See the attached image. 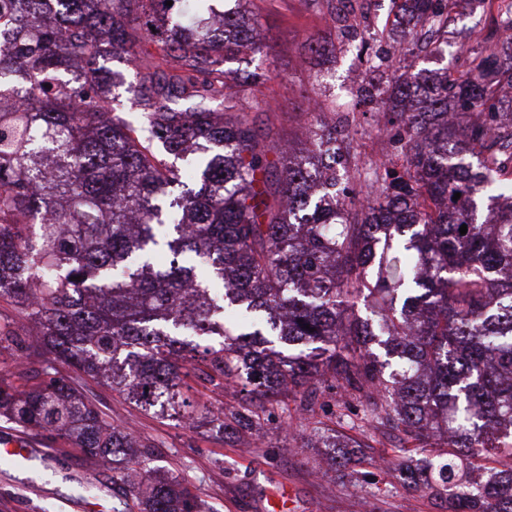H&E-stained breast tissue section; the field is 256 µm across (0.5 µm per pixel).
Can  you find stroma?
<instances>
[{
	"label": "stroma",
	"mask_w": 512,
	"mask_h": 512,
	"mask_svg": "<svg viewBox=\"0 0 512 512\" xmlns=\"http://www.w3.org/2000/svg\"><path fill=\"white\" fill-rule=\"evenodd\" d=\"M250 8L262 18L269 45L265 67L271 72L255 90L271 103L270 109L251 115L258 138L302 140L316 74L328 65L336 69V83L326 94L337 105L326 108L323 118L344 125L346 107L362 95L357 80L361 66L354 42L336 28L333 5L326 0H252ZM491 23L490 12L463 4L454 9L448 19L449 71L464 62L457 46L476 40ZM313 40L323 45V52L309 51ZM83 389L114 424L131 427L139 441L154 445L153 466L161 475L184 477L211 512H271V502L278 499L284 500L286 512H446L444 499L428 486L406 484L399 467L376 466V459L396 444L394 434L349 430V437L360 443L353 474L346 477L335 470L326 449L315 447L310 438L317 423L328 422L334 391L320 394L308 419H293L287 431L221 438L203 424L189 427L141 412L95 382ZM37 451L50 455L48 465L0 467V512H112L117 506L106 469L88 471L80 454L62 443L52 450L41 444ZM87 480L98 489L84 496L79 485Z\"/></svg>",
	"instance_id": "obj_1"
}]
</instances>
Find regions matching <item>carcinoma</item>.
Listing matches in <instances>:
<instances>
[{
	"label": "carcinoma",
	"instance_id": "carcinoma-1",
	"mask_svg": "<svg viewBox=\"0 0 512 512\" xmlns=\"http://www.w3.org/2000/svg\"><path fill=\"white\" fill-rule=\"evenodd\" d=\"M209 2L0 0V299L38 330L0 326L34 364L27 388L0 382V419L111 470L113 512H207L75 378L220 436L336 386L401 435L386 462L407 483L512 512V0H468L497 16L458 73L415 60L459 0H391L412 72L378 87V125L402 164L361 167L315 119L297 146L257 137L268 74L226 64L267 54L261 17ZM143 41L177 64L108 70ZM180 359L260 405H199Z\"/></svg>",
	"mask_w": 512,
	"mask_h": 512
}]
</instances>
